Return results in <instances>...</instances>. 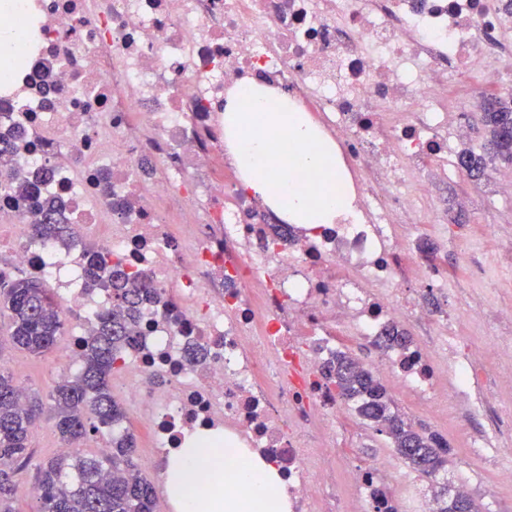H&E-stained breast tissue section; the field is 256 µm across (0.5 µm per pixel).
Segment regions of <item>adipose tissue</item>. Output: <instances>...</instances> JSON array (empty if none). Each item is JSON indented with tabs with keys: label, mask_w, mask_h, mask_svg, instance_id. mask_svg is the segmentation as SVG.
Segmentation results:
<instances>
[{
	"label": "adipose tissue",
	"mask_w": 512,
	"mask_h": 512,
	"mask_svg": "<svg viewBox=\"0 0 512 512\" xmlns=\"http://www.w3.org/2000/svg\"><path fill=\"white\" fill-rule=\"evenodd\" d=\"M224 141L241 186L282 223L315 228L354 217L335 143L287 93L263 84L230 90ZM165 491L177 512H288L285 482L273 465L242 451L237 468L225 470L223 449L207 437L175 449Z\"/></svg>",
	"instance_id": "obj_1"
}]
</instances>
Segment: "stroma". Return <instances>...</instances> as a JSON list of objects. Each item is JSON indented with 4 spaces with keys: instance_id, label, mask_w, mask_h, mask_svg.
I'll return each instance as SVG.
<instances>
[{
    "instance_id": "35a3bbf8",
    "label": "stroma",
    "mask_w": 512,
    "mask_h": 512,
    "mask_svg": "<svg viewBox=\"0 0 512 512\" xmlns=\"http://www.w3.org/2000/svg\"><path fill=\"white\" fill-rule=\"evenodd\" d=\"M512 177V165L497 163L489 173L490 181L474 186L467 177L448 181L440 191L448 201V245H438L435 256L442 275L452 288L451 295L434 296L436 315H464L460 330L464 341L478 348L482 356L477 367L486 380L474 391L477 410L455 401L431 406L420 405L407 394L397 378L386 375L380 382L392 401L391 409L407 420L420 434L441 438L450 450L448 469L452 477L475 483L473 498L482 512H512V485L504 484L499 474L512 470V427H497L496 415L512 416V381L495 379L501 364L512 358V323L498 316L512 309V197L488 201L492 181ZM500 238H490L491 230ZM70 334H63L56 349L34 357L12 349L0 351V361L23 377L26 388L48 396L57 383L58 372L74 375L67 360ZM338 434L351 448L347 457L336 460V512H374L368 499L357 495L345 474L355 466H367L379 455L394 454L391 439L373 423L355 417L343 421ZM490 434L497 452L492 459H470L472 438ZM30 461L20 468L21 487L12 503V512H36L37 502L31 488L37 467L60 453L62 443L50 419H42L31 437Z\"/></svg>"
}]
</instances>
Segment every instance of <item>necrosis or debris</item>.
Listing matches in <instances>:
<instances>
[{
	"mask_svg": "<svg viewBox=\"0 0 512 512\" xmlns=\"http://www.w3.org/2000/svg\"><path fill=\"white\" fill-rule=\"evenodd\" d=\"M24 52L0 82V249L17 275L52 285L81 337L115 306L86 287V252L32 238L35 207L15 174L60 198L76 235L159 297L136 325L119 385L147 428L152 469L210 430L275 463L290 512H336V424L325 367L339 334L379 341L448 293L434 258L416 261L405 227L430 216L459 174L464 114L448 93L512 85V0H23ZM278 86L320 124L354 181L356 219L287 233L216 173L224 98ZM445 322L431 348L382 351L374 369L419 400L466 399L476 352Z\"/></svg>",
	"mask_w": 512,
	"mask_h": 512,
	"instance_id": "necrosis-or-debris-1",
	"label": "necrosis or debris"
}]
</instances>
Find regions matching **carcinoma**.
I'll return each instance as SVG.
<instances>
[{"label": "carcinoma", "mask_w": 512, "mask_h": 512, "mask_svg": "<svg viewBox=\"0 0 512 512\" xmlns=\"http://www.w3.org/2000/svg\"><path fill=\"white\" fill-rule=\"evenodd\" d=\"M480 121L486 140L479 152L464 148L459 166L469 177H478L495 161L512 164V95L481 99ZM43 219L31 227L37 239H52L65 245L74 235L68 224L58 223L54 202H39ZM91 269L87 287L112 288L121 304L99 316L82 349L80 373L58 383L51 395L52 427L69 451L40 469L32 493L39 500L38 512H156L151 484L141 478L134 462L135 441L124 431L112 433L124 418L112 397L110 378L123 351L136 343L134 326L149 283L120 288L129 281L112 270L109 257L90 249ZM0 311L7 314L5 341L13 350L44 356L53 351L65 328V314L55 303L47 284L28 278L0 281ZM328 378L345 401L359 403L361 418L377 425L392 441L400 457L422 476L444 469L447 459L410 423L391 412L390 399L371 371L344 352L326 367ZM43 413L41 401L22 394L13 376L0 367V512H12L10 502L18 491L16 464L30 456L29 436ZM111 431L108 448L96 455L81 454L75 446L90 433ZM435 512H458L460 492L445 482L434 493Z\"/></svg>", "instance_id": "cac0c4a2"}]
</instances>
